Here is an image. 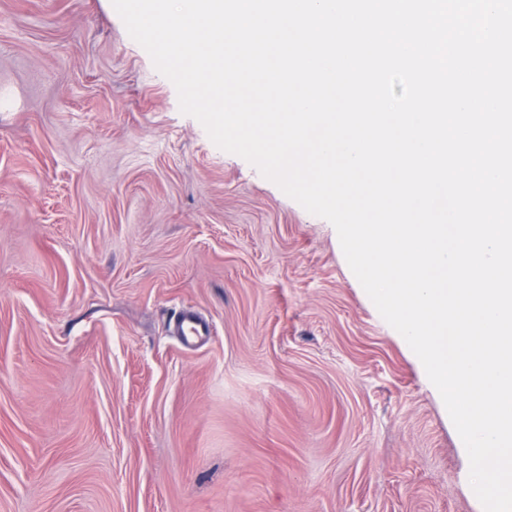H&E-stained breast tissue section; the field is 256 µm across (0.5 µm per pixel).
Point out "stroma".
Returning a JSON list of instances; mask_svg holds the SVG:
<instances>
[{
    "instance_id": "stroma-1",
    "label": "stroma",
    "mask_w": 512,
    "mask_h": 512,
    "mask_svg": "<svg viewBox=\"0 0 512 512\" xmlns=\"http://www.w3.org/2000/svg\"><path fill=\"white\" fill-rule=\"evenodd\" d=\"M2 96L0 512H484L334 226L112 0H0Z\"/></svg>"
}]
</instances>
